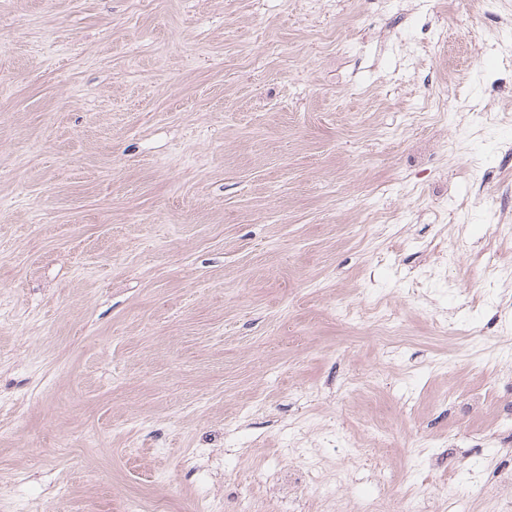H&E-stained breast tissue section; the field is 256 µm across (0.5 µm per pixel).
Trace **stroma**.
Listing matches in <instances>:
<instances>
[{"label":"stroma","instance_id":"1","mask_svg":"<svg viewBox=\"0 0 512 512\" xmlns=\"http://www.w3.org/2000/svg\"><path fill=\"white\" fill-rule=\"evenodd\" d=\"M502 40L512 0H0V512L512 503Z\"/></svg>","mask_w":512,"mask_h":512}]
</instances>
